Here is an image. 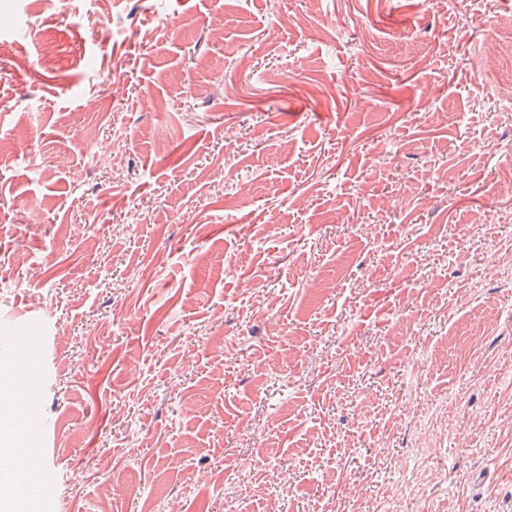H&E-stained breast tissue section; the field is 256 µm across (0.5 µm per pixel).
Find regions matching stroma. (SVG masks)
I'll use <instances>...</instances> for the list:
<instances>
[{"label":"stroma","mask_w":512,"mask_h":512,"mask_svg":"<svg viewBox=\"0 0 512 512\" xmlns=\"http://www.w3.org/2000/svg\"><path fill=\"white\" fill-rule=\"evenodd\" d=\"M0 336L38 512H512V0H0ZM42 324L38 320L28 319V333L35 336H1L3 347L10 353V359L16 366L20 384L23 385L24 378L28 371L33 368L31 360L33 356L27 348V343H40L43 339L41 336ZM14 391L12 389V376L10 372L7 370L0 371V418L5 419L12 425H14L15 419L8 404ZM11 401L16 407L18 415L22 418L28 434L44 427L36 404L29 401L23 388L16 392Z\"/></svg>","instance_id":"obj_1"}]
</instances>
